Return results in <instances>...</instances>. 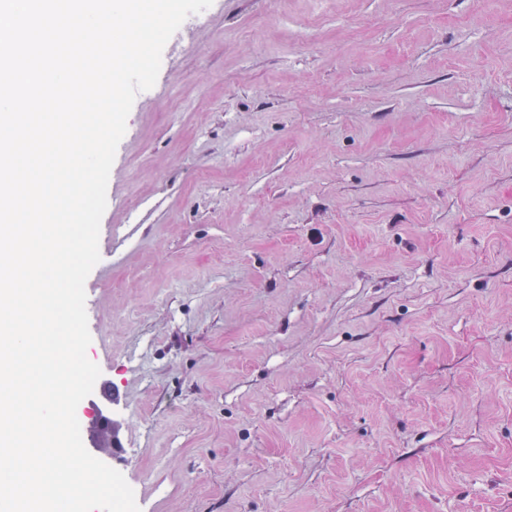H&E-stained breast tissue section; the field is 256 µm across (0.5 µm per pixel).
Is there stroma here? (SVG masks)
<instances>
[{
    "mask_svg": "<svg viewBox=\"0 0 512 512\" xmlns=\"http://www.w3.org/2000/svg\"><path fill=\"white\" fill-rule=\"evenodd\" d=\"M99 253L141 512H512V0H213Z\"/></svg>",
    "mask_w": 512,
    "mask_h": 512,
    "instance_id": "stroma-1",
    "label": "stroma"
}]
</instances>
